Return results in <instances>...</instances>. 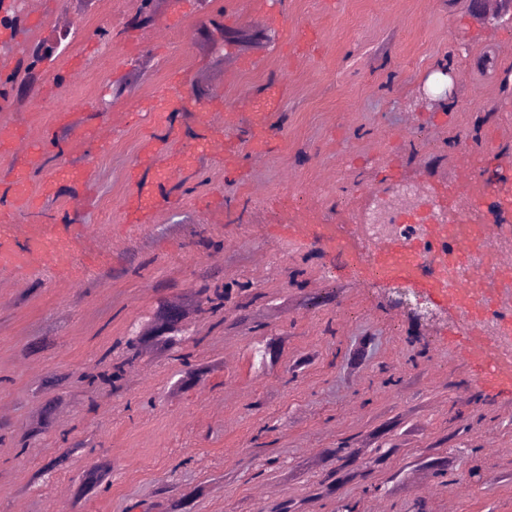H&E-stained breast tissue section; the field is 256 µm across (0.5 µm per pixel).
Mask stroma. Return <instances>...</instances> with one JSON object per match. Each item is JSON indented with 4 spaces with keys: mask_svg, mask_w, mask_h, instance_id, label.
<instances>
[{
    "mask_svg": "<svg viewBox=\"0 0 512 512\" xmlns=\"http://www.w3.org/2000/svg\"><path fill=\"white\" fill-rule=\"evenodd\" d=\"M1 52L0 125L25 129L11 159L53 184L1 233L82 247L0 274V512H57L64 495L70 512H512V385H477L456 308L416 315L324 239L331 224L363 245L367 204L406 209L402 185L512 183V23L473 22L467 0H0ZM176 74L182 105L164 97ZM68 162L90 179L59 177ZM204 285L261 291L262 330L198 311ZM172 308L208 366L194 384L157 336ZM134 333L122 390L79 382ZM347 438L374 472L321 495ZM97 465L109 488L80 496Z\"/></svg>",
    "mask_w": 512,
    "mask_h": 512,
    "instance_id": "35a3bbf8",
    "label": "stroma"
}]
</instances>
